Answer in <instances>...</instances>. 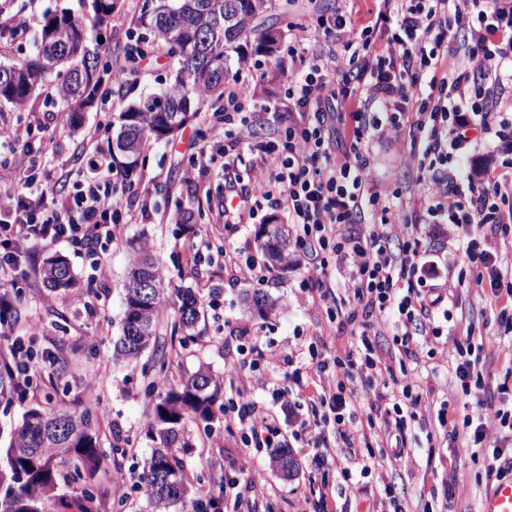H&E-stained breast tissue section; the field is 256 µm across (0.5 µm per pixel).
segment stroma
I'll return each mask as SVG.
<instances>
[{
  "mask_svg": "<svg viewBox=\"0 0 512 512\" xmlns=\"http://www.w3.org/2000/svg\"><path fill=\"white\" fill-rule=\"evenodd\" d=\"M15 3L20 11L13 23L24 27L25 32L0 45V62L5 64L33 53L43 17L55 7L69 9L86 23L94 21L91 0ZM143 4L144 0H116L112 23L102 30L103 62L114 63L123 56L125 47L142 34ZM339 6L351 11L357 25L373 26L374 47H382L390 37V29L377 20V0H272L264 22L284 33L297 24L315 26L318 16L331 15ZM153 55L150 64L128 72L120 95H113V76L105 74L101 95L93 107L82 112L76 126L71 124L69 108L62 102L48 103L40 97L21 108L0 102V123L33 129L32 149L14 143L0 145V192L12 187L23 170L34 174L37 187L48 189L59 198L73 192L75 183L93 171L121 169V161L114 158L112 150L121 112L128 104L165 88L173 67L165 46H156ZM256 63L254 69L239 71L238 77L249 90L258 140L276 141L283 130L279 116L288 110L284 93L294 72L287 44H280L273 56L257 57ZM210 120V111H202L195 122L175 136L145 146L130 176L131 187L122 200L133 220L124 225L121 240L112 243L102 255L106 276H99L84 248L69 240L38 249L18 274L22 300L14 306L7 333L24 340L36 354L38 373L27 395L0 393V454L5 452L25 414L44 407L47 401L91 408L98 416L101 445L108 452L104 471L92 486L107 510L122 500L126 503L124 512H140L145 503L140 477L153 446L146 432L148 409L139 393V370L131 364H112V338L119 332L129 263L125 242L143 232L171 287L189 286L204 296L200 336L185 352L181 373L204 365L216 377H224L242 360L236 330L244 325L258 336L262 347L284 357L274 369L247 373L242 387L259 411L274 417L280 440L287 442L299 464L298 473L283 479L271 463V449L244 447L242 430L226 427L224 421L218 420L207 429L192 426L194 445L180 452L187 481L208 476L204 495L221 505L234 499V480L243 476L256 478L264 493L256 500L253 512H304L305 497L317 491L321 483L336 482L335 471L321 473L313 469L314 448L306 439L295 436L310 413L289 380L288 371L290 365L307 364L305 350L309 343L344 351L353 340V328L331 323V300L302 289L308 272L305 255H297L288 270L271 268L265 281L248 285L236 283L232 272L225 268L222 249L259 255L257 233L261 225L284 224L288 216L282 206L266 202L253 216H242L240 224L230 232L221 215L222 167H203L194 181L185 182L183 172L191 155L199 148L216 145ZM91 129L97 131L99 138V151L92 160L82 152L83 139ZM414 149L415 144L404 129L372 144L375 191L393 197L412 220L420 219L424 210L420 173L407 162ZM421 234L428 254L453 263L449 277L439 280L438 286L452 293L454 315L469 317L480 331L488 355L485 373L490 386L511 379L512 365L498 358L497 353L512 339L495 323L482 290L467 284L468 269L462 259L453 256L447 225H422ZM53 255L69 262L76 276L73 288L54 291L45 287L40 268L43 260ZM247 291L277 298V308L265 318L247 312L242 301ZM418 371L420 385L434 390L437 401L449 402L456 413H464L467 399L458 390L454 372L447 369L443 358L427 360ZM411 433L421 442L414 456L388 461L385 471L359 476L364 491L353 498V512H365L381 483L391 481L404 485L407 512H423L425 504L435 503L440 497L441 484L452 462L461 472L456 489L459 512H479L487 489L488 449L458 457L451 448L425 444V432L419 427H412ZM129 442L134 445L130 452L125 449Z\"/></svg>",
  "mask_w": 512,
  "mask_h": 512,
  "instance_id": "1",
  "label": "stroma"
}]
</instances>
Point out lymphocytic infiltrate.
Instances as JSON below:
<instances>
[{
  "instance_id": "f902f5d3",
  "label": "lymphocytic infiltrate",
  "mask_w": 512,
  "mask_h": 512,
  "mask_svg": "<svg viewBox=\"0 0 512 512\" xmlns=\"http://www.w3.org/2000/svg\"><path fill=\"white\" fill-rule=\"evenodd\" d=\"M378 17L393 29L380 54L365 51L371 27H356L339 9L319 19L325 36L342 40L349 59L335 51H312L308 28L296 27L291 52L299 66L287 89L295 115L281 144L251 141L262 158L250 187L228 185L225 214L255 212L276 201L288 213L295 248L312 259L309 280L323 297L334 299L336 314L355 322L359 313L375 314L378 326H365L344 354L309 361L311 410L309 433L316 468L337 467L343 480L378 466L376 455L363 448L367 440L359 414L380 404L392 414L382 417L376 432L393 459L408 455L407 431L420 414L436 412L441 438L452 448H476L496 438V426L512 425V396H494L485 382L481 355L472 348L457 351L454 374L464 395L473 399L463 415L437 408L433 390L413 384L391 385V367L378 344L387 324H394L398 345L439 336L437 318H451L435 283L443 276L437 261L424 257L416 226L393 201L372 190L370 147L375 139L408 130L419 149L412 160L430 186L422 217L426 224L454 226L456 244L473 269L472 279L488 289L487 300L504 333H512V170L482 168L465 174L452 148L471 136L495 135L505 120L498 112L496 90L512 85L503 61H512V0H379ZM475 47L457 67L439 78L428 70L447 61L460 33ZM346 68L351 79L336 90L333 76ZM224 96L229 109L213 113V124L236 125L249 137L253 117L248 90L239 78L228 80ZM34 178L25 174L14 189L0 195V325L13 309L17 268L37 246L62 239L112 241L132 217L119 203L128 186L125 174L107 172L78 183L71 198L52 202L34 194ZM368 225L365 233L351 232ZM344 264L348 285L335 292L328 269ZM0 359L14 374L17 390L30 388L34 355L20 340L0 338ZM496 407L497 424L484 410ZM336 421V439L344 452L330 446L322 432V410ZM247 425L245 447L272 448L279 435L271 418L253 417L244 391L224 411Z\"/></svg>"
}]
</instances>
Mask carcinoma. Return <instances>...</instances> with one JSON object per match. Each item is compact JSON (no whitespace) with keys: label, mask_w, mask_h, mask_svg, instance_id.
<instances>
[{"label":"carcinoma","mask_w":512,"mask_h":512,"mask_svg":"<svg viewBox=\"0 0 512 512\" xmlns=\"http://www.w3.org/2000/svg\"><path fill=\"white\" fill-rule=\"evenodd\" d=\"M271 0H155L145 6L142 28L162 42L175 61L170 84L163 91L128 105L121 115L118 137L128 146L127 167L135 166L147 142L161 139L167 129L174 135L193 123L202 106L221 112L224 84L232 63L256 55L271 56L278 47L269 41L271 27L256 24ZM115 0H92L98 26L112 23ZM37 54L11 65L0 64V100L24 106L44 94L73 104V112L91 106L106 69L101 61L97 29L82 17L63 9L48 13L37 34ZM263 258L286 270L294 253L283 224H264L259 232ZM130 252L124 285L120 335L113 342V364L140 365V393L148 404V436L159 440L146 462L143 478L145 512H171L192 493L184 476L177 449L190 447L185 427L201 420L211 423L214 406L224 389L208 367L170 384L181 354L197 340L201 297L190 287L171 288L159 260L148 248L144 235L127 241ZM147 274L155 288L147 300L139 296L138 280ZM43 281L51 288H71L74 277L69 262L51 256L41 266ZM247 309L261 315L274 310L276 300L266 294L246 296ZM174 311L173 330L160 333L167 307ZM105 453L99 446L97 416L89 409L53 406L33 409L6 450L3 462L11 473L0 512H50L52 504L71 507L61 486L80 487L77 512H100L88 484L100 473ZM288 461V476L298 463L290 450L279 448L272 455L275 467Z\"/></svg>","instance_id":"cac0c4a2"}]
</instances>
